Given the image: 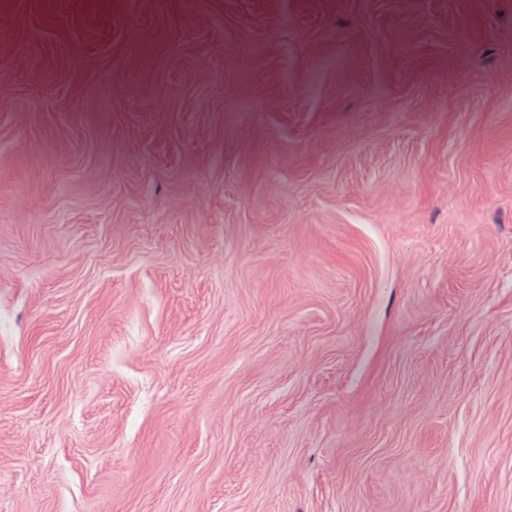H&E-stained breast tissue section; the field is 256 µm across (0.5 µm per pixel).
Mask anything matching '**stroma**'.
Segmentation results:
<instances>
[{
    "instance_id": "35a3bbf8",
    "label": "stroma",
    "mask_w": 512,
    "mask_h": 512,
    "mask_svg": "<svg viewBox=\"0 0 512 512\" xmlns=\"http://www.w3.org/2000/svg\"><path fill=\"white\" fill-rule=\"evenodd\" d=\"M0 512H512V0H0Z\"/></svg>"
}]
</instances>
